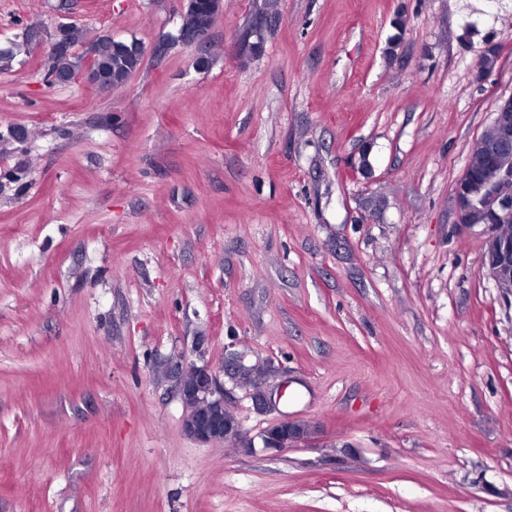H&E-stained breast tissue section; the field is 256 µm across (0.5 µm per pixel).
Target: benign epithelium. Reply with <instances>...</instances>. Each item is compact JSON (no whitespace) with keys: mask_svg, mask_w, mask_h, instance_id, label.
<instances>
[{"mask_svg":"<svg viewBox=\"0 0 512 512\" xmlns=\"http://www.w3.org/2000/svg\"><path fill=\"white\" fill-rule=\"evenodd\" d=\"M492 126L496 137L487 151L480 155H468L464 174L491 161L498 168L497 178L485 187L479 200L472 199L466 179L455 186L456 206L459 220L468 224L467 217L479 210L483 217L481 227L484 248L481 265L486 276L499 290L505 301L512 300V240L507 229L512 224V97L503 98L497 104ZM165 373L175 385L176 393L183 405V431L201 445L228 443L236 448L252 447L238 423L224 422V382L206 364L189 362L180 357L165 366ZM264 447L282 450L301 441L294 431V422L282 421L261 434Z\"/></svg>","mask_w":512,"mask_h":512,"instance_id":"7a95c632","label":"benign epithelium"}]
</instances>
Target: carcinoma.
<instances>
[{"label":"carcinoma","mask_w":512,"mask_h":512,"mask_svg":"<svg viewBox=\"0 0 512 512\" xmlns=\"http://www.w3.org/2000/svg\"><path fill=\"white\" fill-rule=\"evenodd\" d=\"M207 0H194L182 15L178 32H186L208 24L206 13ZM60 42L68 50L58 67V78L73 75L89 65L99 76L98 88L103 90L118 89L140 69L143 56L136 47V42L115 41L101 36L90 39L86 32L74 25H64L58 34ZM79 44L87 45V54H77L73 48Z\"/></svg>","instance_id":"1"}]
</instances>
